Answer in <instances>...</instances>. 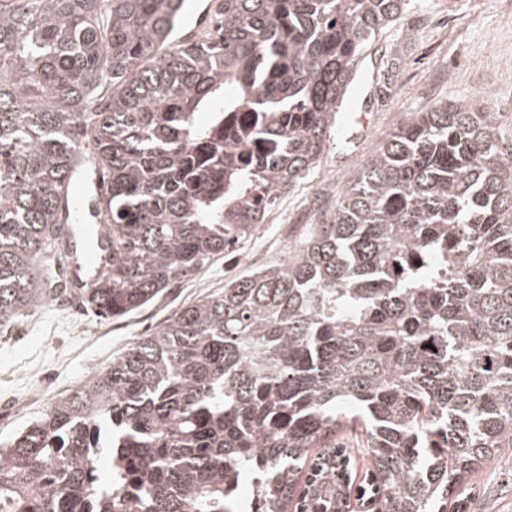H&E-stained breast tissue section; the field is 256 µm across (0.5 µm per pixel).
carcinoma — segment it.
I'll return each instance as SVG.
<instances>
[{"label":"carcinoma","mask_w":512,"mask_h":512,"mask_svg":"<svg viewBox=\"0 0 512 512\" xmlns=\"http://www.w3.org/2000/svg\"><path fill=\"white\" fill-rule=\"evenodd\" d=\"M406 2L219 0L217 35L177 42L185 0H0V326L67 292L73 224L103 234L105 267L73 294L101 319L236 251L318 163ZM347 431L376 512L461 510L512 449V139L494 112L418 113L291 256L183 306L0 444V512H298Z\"/></svg>","instance_id":"obj_1"}]
</instances>
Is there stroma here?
<instances>
[{
    "mask_svg": "<svg viewBox=\"0 0 512 512\" xmlns=\"http://www.w3.org/2000/svg\"><path fill=\"white\" fill-rule=\"evenodd\" d=\"M389 56L400 60L389 97L359 101L346 124L357 139L326 146L301 183L279 196L239 259L212 261L125 318L102 323L91 315L67 317L47 302L30 317L0 327V401L36 389L67 396L196 299L199 281H208L214 293L235 276L285 259L306 226L334 209L384 137L436 102L497 113L501 132L512 135V0H409L402 17L367 49L360 72L378 80ZM474 485L468 512H512V452L490 461Z\"/></svg>",
    "mask_w": 512,
    "mask_h": 512,
    "instance_id": "stroma-1",
    "label": "stroma"
}]
</instances>
